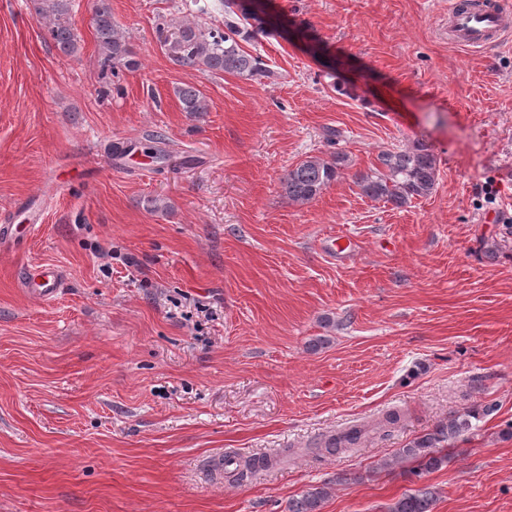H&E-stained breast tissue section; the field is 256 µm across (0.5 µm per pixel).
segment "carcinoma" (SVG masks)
Listing matches in <instances>:
<instances>
[{"label":"carcinoma","instance_id":"carcinoma-1","mask_svg":"<svg viewBox=\"0 0 512 512\" xmlns=\"http://www.w3.org/2000/svg\"><path fill=\"white\" fill-rule=\"evenodd\" d=\"M37 13L49 18L47 40L66 57H74L79 40L70 22L73 0H33ZM224 6V26L202 28L183 24L163 43L174 64L206 70L215 74L254 77L265 74L268 65L259 54L246 52L240 41L247 39L252 22L264 24L254 0H220ZM92 25L100 51L103 74L117 76L119 71L138 68L135 53L123 38L112 17V0H94ZM181 110L189 114L206 112L209 104L194 86L185 85L177 90ZM352 161L343 152L328 156H309L289 168L281 178L288 199L300 204L315 200L339 176L341 170L351 167ZM361 194L402 208L417 198L430 195L437 182V160L428 146L415 142L398 151H385L378 155V165L367 172L355 173ZM402 414L390 411L383 417L352 425L326 436L319 450L336 455L357 447L370 435H383L398 425ZM472 415L453 413L448 421L415 438L398 452L399 458L412 464V474L419 476L440 469L448 463L445 449L471 429ZM236 464L237 480L243 482L249 474L272 466L277 459L259 457L244 463L224 457V465ZM329 495L326 485L310 488L288 502V512H320ZM435 493L428 486L403 494L389 505L388 512H431Z\"/></svg>","mask_w":512,"mask_h":512}]
</instances>
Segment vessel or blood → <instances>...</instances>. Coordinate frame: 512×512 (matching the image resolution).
Masks as SVG:
<instances>
[{
  "mask_svg": "<svg viewBox=\"0 0 512 512\" xmlns=\"http://www.w3.org/2000/svg\"><path fill=\"white\" fill-rule=\"evenodd\" d=\"M512 34V10L502 0H482L479 7L466 9L460 0H448V35L465 50L481 53L504 44ZM66 282V273L55 265L44 264L25 271L22 285L33 289L36 297L49 300Z\"/></svg>",
  "mask_w": 512,
  "mask_h": 512,
  "instance_id": "obj_1",
  "label": "vessel or blood"
}]
</instances>
